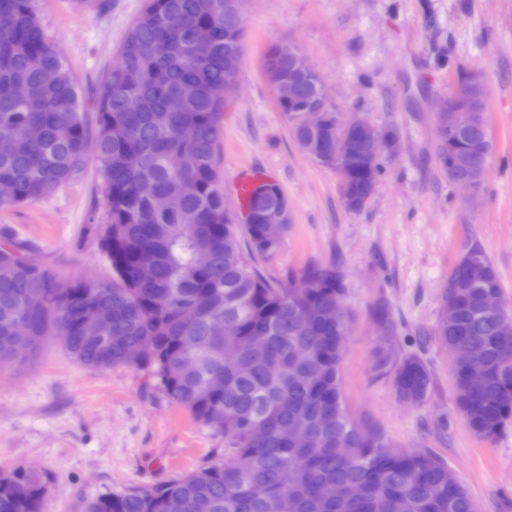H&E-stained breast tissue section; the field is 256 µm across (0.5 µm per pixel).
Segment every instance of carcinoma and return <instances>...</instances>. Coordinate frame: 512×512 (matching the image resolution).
I'll return each instance as SVG.
<instances>
[{"instance_id": "carcinoma-1", "label": "carcinoma", "mask_w": 512, "mask_h": 512, "mask_svg": "<svg viewBox=\"0 0 512 512\" xmlns=\"http://www.w3.org/2000/svg\"><path fill=\"white\" fill-rule=\"evenodd\" d=\"M38 0H0V182L14 187L10 203L46 198L79 178L89 148L100 163L110 222L100 248L112 276L61 283L13 240L0 241V365L13 362L15 324H28L37 349L45 336H70L77 363L100 370L129 366L147 371L176 405L224 437V463L201 467L148 488L107 492L85 512H477L464 482L435 452H397L382 437L360 430L345 411L340 365L345 295L334 265L311 263L266 278L255 256L270 258L262 225L248 224L247 245L233 224L216 165L224 134V58L242 50L240 2L144 0L117 61L106 73L89 130L77 83L52 49ZM180 16L174 28L165 23ZM208 26L211 39L196 42ZM264 73L288 82V56L264 55ZM28 86L24 99L16 88ZM181 112L167 111L171 95ZM299 149L314 162L349 174L353 212L370 199L361 172L369 165L360 133L333 112L309 127L279 97ZM197 137L185 142L180 129ZM324 143L325 154L311 145ZM458 142L473 164L488 169L492 142L480 129ZM177 198L171 211L155 209L141 184ZM308 283L301 288L299 284ZM487 255L470 248L455 261L439 297L432 334L445 347L465 345L486 375L479 394L465 384L466 365H454V391L466 426L494 442L512 421V314L490 313L484 299L502 290ZM112 322V347L81 335L83 321ZM233 320L239 335L224 336L218 320ZM266 342L255 347L250 336ZM431 375L416 358L397 366L396 394L421 404ZM307 431L294 446L291 431ZM264 431L262 441L250 430ZM339 486L336 498L324 486ZM45 490L37 475L18 467L0 475V512H42Z\"/></svg>"}]
</instances>
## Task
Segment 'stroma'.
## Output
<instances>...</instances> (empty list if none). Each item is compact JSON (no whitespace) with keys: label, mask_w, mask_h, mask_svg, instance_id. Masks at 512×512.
<instances>
[{"label":"stroma","mask_w":512,"mask_h":512,"mask_svg":"<svg viewBox=\"0 0 512 512\" xmlns=\"http://www.w3.org/2000/svg\"><path fill=\"white\" fill-rule=\"evenodd\" d=\"M144 0H40L51 44L70 65L81 106L94 114ZM239 92L224 114L219 169L224 198L240 199L241 170L277 184L289 228L279 252L260 259L284 281L317 260L336 263L353 315L340 367L345 406L393 450L433 449L463 480L478 512H512V426L495 441L475 437L458 412L447 350L432 329L448 269L467 249L485 252L512 313V0H244ZM299 52L322 77L340 119L364 116L393 132L398 151L357 213L342 202L332 169L296 145L262 73L265 52ZM479 73L493 152L477 192L449 181L435 151V107L458 73ZM110 221L96 158L53 195L0 205V230L60 280L111 275L99 247ZM432 373L427 399H397L381 347ZM224 461V439L172 403L144 371H100L75 362L59 338L0 367V472L35 471L43 512H84L88 498L122 492Z\"/></svg>","instance_id":"stroma-1"}]
</instances>
